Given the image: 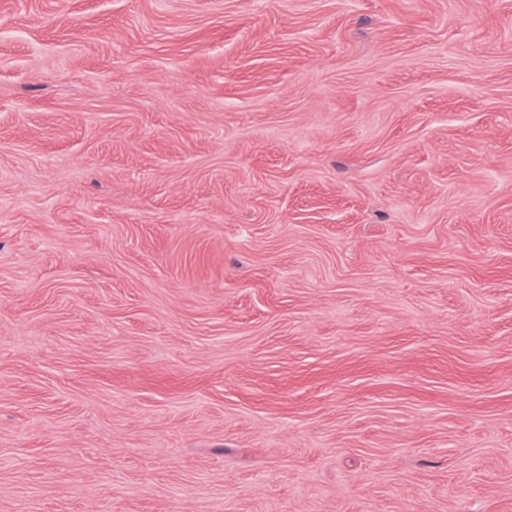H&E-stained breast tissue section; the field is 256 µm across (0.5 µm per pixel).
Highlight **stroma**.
Here are the masks:
<instances>
[{
    "label": "stroma",
    "mask_w": 512,
    "mask_h": 512,
    "mask_svg": "<svg viewBox=\"0 0 512 512\" xmlns=\"http://www.w3.org/2000/svg\"><path fill=\"white\" fill-rule=\"evenodd\" d=\"M0 512H512V0H0Z\"/></svg>",
    "instance_id": "1"
}]
</instances>
